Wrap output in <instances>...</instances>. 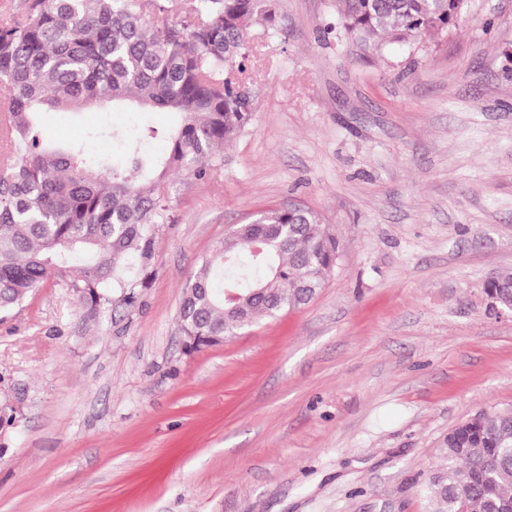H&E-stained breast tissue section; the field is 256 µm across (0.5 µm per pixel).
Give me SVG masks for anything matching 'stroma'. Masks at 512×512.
<instances>
[{"instance_id":"1","label":"stroma","mask_w":512,"mask_h":512,"mask_svg":"<svg viewBox=\"0 0 512 512\" xmlns=\"http://www.w3.org/2000/svg\"><path fill=\"white\" fill-rule=\"evenodd\" d=\"M252 26L255 117L204 182L170 177L136 302L87 321L70 278L0 315V512H432L449 430L512 412V0L365 57L334 0ZM166 112H49L81 138ZM298 203L344 244L307 305L183 349L185 283L235 225Z\"/></svg>"}]
</instances>
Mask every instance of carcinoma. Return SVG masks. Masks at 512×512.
<instances>
[{
  "instance_id": "carcinoma-1",
  "label": "carcinoma",
  "mask_w": 512,
  "mask_h": 512,
  "mask_svg": "<svg viewBox=\"0 0 512 512\" xmlns=\"http://www.w3.org/2000/svg\"><path fill=\"white\" fill-rule=\"evenodd\" d=\"M462 0H336L337 29L364 56L383 40L419 45L464 13ZM31 0L23 16L0 13V313L50 278H64L84 317L107 303L130 307L151 279L154 230L171 220L169 176L204 181L224 165V145L254 116L247 29L276 27L274 0ZM110 104L169 112L165 132L94 128L59 143L45 134L44 105L82 112ZM164 134L166 150L144 143ZM121 159L93 160L101 136ZM252 239L268 249L254 255ZM343 246L321 216L299 204L269 207L238 224L184 285L178 319L190 351L308 303L306 285L324 284ZM490 288L512 301V273ZM239 294L238 308L224 301ZM445 469L425 489L433 512H512V414L460 422L444 442ZM463 474H479L473 488Z\"/></svg>"
}]
</instances>
